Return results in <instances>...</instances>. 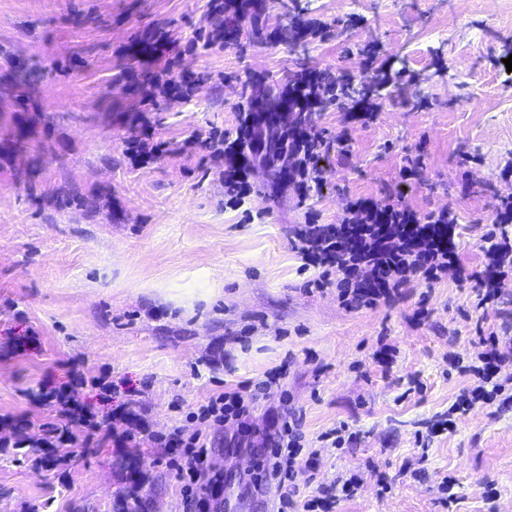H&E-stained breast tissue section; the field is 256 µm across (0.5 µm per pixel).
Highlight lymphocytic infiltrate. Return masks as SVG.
I'll return each instance as SVG.
<instances>
[{"instance_id":"f902f5d3","label":"lymphocytic infiltrate","mask_w":512,"mask_h":512,"mask_svg":"<svg viewBox=\"0 0 512 512\" xmlns=\"http://www.w3.org/2000/svg\"><path fill=\"white\" fill-rule=\"evenodd\" d=\"M282 138L293 141L294 182L300 195H307L312 186L322 181L321 171L314 159V152L305 142L304 134L286 128ZM250 127H242L235 138H224L217 157L223 158L224 191L232 199L240 200L247 193V174L241 164V145L250 139ZM350 216L338 224H305L296 233V249L305 266L318 268L320 274L313 286L325 288L335 284L337 297L346 308H373L390 303L399 296L412 279L426 283L440 280L448 269H455L458 276L466 270L460 255L450 243L452 226L447 211H431L425 214L408 212L406 217H397V205L381 206L369 199L350 201ZM490 229L483 235V253L487 267L494 279L512 272V234L508 233V221L503 214L490 216ZM338 271V279H331V271ZM485 350L480 355L481 364L474 372L481 380L473 389L472 399L460 400L455 409L464 413L478 401L493 402L501 393V384L495 383L501 365L512 359V353L501 350L497 335L484 338ZM278 374H269L265 381L257 384L254 392H220L210 395L196 411L188 415V425L173 427L160 440L167 448L182 449L189 459L188 465L171 460L170 465L184 487L187 507L214 495L224 478L209 475L203 467L212 449L211 435L229 421L245 422L259 406V394L276 384ZM91 386L107 392L112 383L107 375L89 377L75 374L71 385L40 393L42 401L53 404L59 418L58 423L48 425V436H59L67 440L82 439L87 445H102L111 440L105 432L104 422L89 406L80 393ZM302 432L300 420L295 413L287 412L281 417L272 434L267 435L265 484L273 488L280 505L291 502L295 488L292 486L294 468L301 450Z\"/></svg>"}]
</instances>
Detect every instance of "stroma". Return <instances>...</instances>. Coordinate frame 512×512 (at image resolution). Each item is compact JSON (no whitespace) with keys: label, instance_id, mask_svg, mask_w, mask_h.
<instances>
[{"label":"stroma","instance_id":"stroma-1","mask_svg":"<svg viewBox=\"0 0 512 512\" xmlns=\"http://www.w3.org/2000/svg\"><path fill=\"white\" fill-rule=\"evenodd\" d=\"M310 3L299 15L263 0L275 39L228 44L212 0H0V416L22 439L0 447V512H118L136 474L155 512H184L168 449L42 443L55 409L37 390L68 384L75 366L119 384L108 401L83 391L115 436L136 419L169 433L211 394L284 368L246 426L216 437L207 468L224 477L223 512H266L259 464L289 408L315 451L296 468L300 496L359 472L336 512H512V362L498 374L510 402L450 412L480 383L470 367L482 336L512 344V275L485 311L476 283L452 271L348 310L335 288L310 287L319 272L294 248L301 225L339 223L350 200H393L450 210L464 263L483 270L487 220L512 198V0ZM296 20L329 32L293 45L283 32ZM159 39L172 54L128 58L132 43ZM367 46L376 65L398 55L406 71L375 117L316 107L323 183L302 197L257 162L249 193L230 201L212 137L236 133L242 98L305 68L361 76ZM14 59L48 71L39 93L13 88ZM162 70L205 82L165 92L145 79ZM20 127L29 136L15 150ZM145 142L167 151L135 156ZM415 159L424 179L406 171ZM448 414L454 426L421 446ZM340 425L352 440L321 447Z\"/></svg>","mask_w":512,"mask_h":512}]
</instances>
